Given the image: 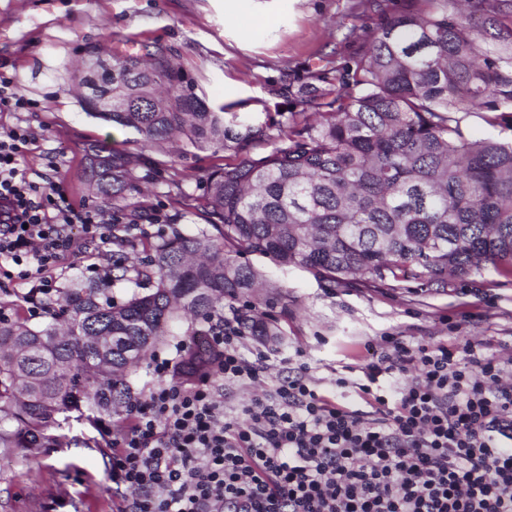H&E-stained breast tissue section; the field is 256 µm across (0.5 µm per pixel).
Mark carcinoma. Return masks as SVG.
Returning a JSON list of instances; mask_svg holds the SVG:
<instances>
[{
	"mask_svg": "<svg viewBox=\"0 0 512 512\" xmlns=\"http://www.w3.org/2000/svg\"><path fill=\"white\" fill-rule=\"evenodd\" d=\"M369 35V48L313 73L295 94L275 146L259 158L260 130L198 95L170 51L143 43L91 55L76 77L87 114L137 135L143 155L84 149L89 193L119 211L109 282L82 281L52 302L39 325L0 318V448H38L57 417L80 403L102 412L125 403L127 375L164 344L170 324L196 319L175 376L211 372L212 320L233 308L252 336H281V300L249 295L263 279L247 255L305 270L337 286L391 278L441 285L486 271L512 276V139H469L471 112H512V0H405ZM112 93V111L97 105ZM231 151L204 193L176 191L204 223L193 233L128 237L124 221L148 217L128 202L148 178L146 153ZM121 283L126 297H109Z\"/></svg>",
	"mask_w": 512,
	"mask_h": 512,
	"instance_id": "carcinoma-1",
	"label": "carcinoma"
}]
</instances>
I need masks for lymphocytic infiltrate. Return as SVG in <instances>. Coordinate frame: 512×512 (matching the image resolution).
Returning a JSON list of instances; mask_svg holds the SVG:
<instances>
[{
	"mask_svg": "<svg viewBox=\"0 0 512 512\" xmlns=\"http://www.w3.org/2000/svg\"><path fill=\"white\" fill-rule=\"evenodd\" d=\"M30 140L21 126L0 133V263L18 265L35 305L74 244L72 226L103 252L112 220L76 210L54 181H31ZM211 342L221 357L200 382L175 380L174 359L157 357V383L125 401L112 481L134 496L121 512H512V360L486 344L381 337L361 378L335 380L362 411L319 389L298 361L237 420L225 417L219 389L260 382L268 357L246 355L232 316L214 324ZM406 373L410 382L384 389Z\"/></svg>",
	"mask_w": 512,
	"mask_h": 512,
	"instance_id": "f902f5d3",
	"label": "lymphocytic infiltrate"
}]
</instances>
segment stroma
<instances>
[{"mask_svg": "<svg viewBox=\"0 0 512 512\" xmlns=\"http://www.w3.org/2000/svg\"><path fill=\"white\" fill-rule=\"evenodd\" d=\"M232 16L227 0H0V72L13 76L31 106L0 112V133L27 127L25 156L35 182H59L75 207L100 208L83 189L82 143L95 140L114 149L127 146L128 132L87 116L73 85L93 48L130 49L149 41L169 48L213 107L231 106L243 120H279L291 111L285 86L310 83L327 60H345L363 50L364 31L382 17L358 0H238ZM356 27L344 38L337 22ZM159 172L141 185L142 197L159 215L183 212L167 181L201 194L208 169L231 162L230 153L204 151L187 158L157 155ZM267 283L283 286L286 306L275 308L283 344L261 345L271 365L265 379L275 391L289 359L303 354L320 388L335 390L351 408L362 401L335 376L361 366L368 343L404 337L462 345L485 341L492 354L512 358V278L487 272L449 278L431 287L420 281L379 288L337 287L300 269L284 270L253 257ZM109 256L77 246L56 264V287L103 277ZM59 440L36 449L0 453V512H117L130 491L112 481V445L91 412H70Z\"/></svg>", "mask_w": 512, "mask_h": 512, "instance_id": "obj_1", "label": "stroma"}]
</instances>
